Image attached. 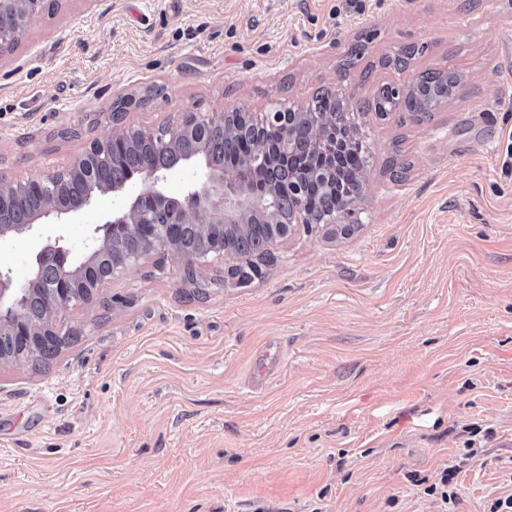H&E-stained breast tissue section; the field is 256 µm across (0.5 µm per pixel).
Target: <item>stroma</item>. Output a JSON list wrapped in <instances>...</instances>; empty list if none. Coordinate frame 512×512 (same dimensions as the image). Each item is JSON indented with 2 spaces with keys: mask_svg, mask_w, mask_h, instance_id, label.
<instances>
[{
  "mask_svg": "<svg viewBox=\"0 0 512 512\" xmlns=\"http://www.w3.org/2000/svg\"><path fill=\"white\" fill-rule=\"evenodd\" d=\"M469 2L61 0L32 19L0 58V179L62 169L117 123L326 89L357 115L368 186L348 235L297 226L241 287L225 261L185 284L151 252L105 306L67 311L55 357L0 367V512H490L512 495V0ZM446 70L460 89L431 117L368 111L382 84ZM0 270L24 286L33 243L1 244ZM451 466L454 499L425 494Z\"/></svg>",
  "mask_w": 512,
  "mask_h": 512,
  "instance_id": "stroma-1",
  "label": "stroma"
}]
</instances>
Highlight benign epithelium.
<instances>
[{
	"label": "benign epithelium",
	"mask_w": 512,
	"mask_h": 512,
	"mask_svg": "<svg viewBox=\"0 0 512 512\" xmlns=\"http://www.w3.org/2000/svg\"><path fill=\"white\" fill-rule=\"evenodd\" d=\"M38 4L39 0H0L1 17L24 16L23 23L16 28L0 27V53L22 40L29 22L39 12ZM416 84L415 79L390 84L396 109H401L403 100L415 89ZM310 106L309 102H301L289 106L281 105L267 112H246L240 108L209 112L205 115L187 112L174 133L187 130L203 142L210 129L224 124L228 116L238 118L243 129L254 124L274 133L281 125L286 111L310 118L313 116L309 112ZM125 141L126 130H115L102 139L92 140L80 155L60 171L15 182H1L0 204L11 191H36L46 182L62 181L70 177H77L93 185L95 192L74 197L64 193L49 200L25 224L1 223L0 240L29 238L44 220L67 224L78 214L95 206L100 197L109 196L122 201V204L112 212L103 214L101 221L93 225L89 235L95 252L109 260L110 273L107 280L110 281L117 273L132 268L144 256V253L139 252L112 257V246L123 238L134 235L152 240L150 250H161L177 258L183 273L199 260L212 256L235 260V264L228 267L231 279L236 278L237 271L245 266L250 270V276L258 275L260 268L250 256L225 251L219 247H212L202 253L191 252L159 237L155 233L156 220L153 213L167 212V221L170 224H185L201 231L214 227L219 238L226 229L240 232L245 230L252 218L275 222L279 207L271 206V201L278 198L273 183H268L270 189L265 192L256 187V181L265 178L255 163V158L264 154L262 143H250L242 163L227 167L214 163L205 155L200 158L182 155L177 151L175 141H169L164 144L168 162L161 164L152 158L146 159L141 169L143 186L138 193L130 195L127 192V181L119 178L106 184L99 178L101 155L107 154L112 157V161H117L119 148L124 146ZM184 168L193 170V179L185 194L176 197L169 194L167 182L173 171ZM359 202L358 198L351 199L331 215L330 223H349V218L354 215ZM299 224L307 227L311 224L306 211V199L301 191L294 194L290 203V217L283 221L280 230L263 240L261 253L268 258L272 257L273 247L277 242L288 238ZM86 267L87 258L76 257L62 235L40 245L35 254L33 280L40 284L50 302L48 326L44 328L34 327L23 315L27 289L15 287L10 273L0 271V344L10 338L38 348L55 347V339L61 335V314L75 305L93 307L97 303V290L102 285L100 281L88 286L84 295L76 294L79 288L78 273Z\"/></svg>",
	"instance_id": "1"
}]
</instances>
